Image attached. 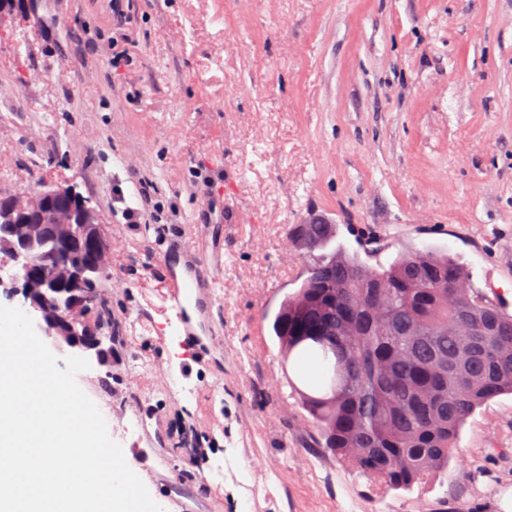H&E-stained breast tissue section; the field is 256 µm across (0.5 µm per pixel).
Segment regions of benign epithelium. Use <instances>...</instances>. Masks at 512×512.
<instances>
[{
  "mask_svg": "<svg viewBox=\"0 0 512 512\" xmlns=\"http://www.w3.org/2000/svg\"><path fill=\"white\" fill-rule=\"evenodd\" d=\"M75 196L73 187L60 186L37 197H11L24 221L0 223V254L13 260L44 256L43 263L25 265L23 285L9 290V295H22L35 330L53 348L104 365L112 362V352L103 347L98 324L90 322L81 290L83 267L103 265L109 243L100 215L89 207L78 224L60 221L71 210Z\"/></svg>",
  "mask_w": 512,
  "mask_h": 512,
  "instance_id": "benign-epithelium-1",
  "label": "benign epithelium"
}]
</instances>
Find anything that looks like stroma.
Masks as SVG:
<instances>
[{"label":"stroma","instance_id":"35a3bbf8","mask_svg":"<svg viewBox=\"0 0 512 512\" xmlns=\"http://www.w3.org/2000/svg\"><path fill=\"white\" fill-rule=\"evenodd\" d=\"M34 2L0 26V191L61 182L99 210L121 342L77 382L163 512H499L511 394L463 426L465 468L382 493L314 447L272 323L304 278L288 228L312 212L336 249L371 229L384 262L459 257L512 314V0H135L124 70L98 50L112 0ZM144 174L160 221L123 223ZM188 232L223 252L205 349L167 298Z\"/></svg>","mask_w":512,"mask_h":512}]
</instances>
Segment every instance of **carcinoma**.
Masks as SVG:
<instances>
[{
  "mask_svg": "<svg viewBox=\"0 0 512 512\" xmlns=\"http://www.w3.org/2000/svg\"><path fill=\"white\" fill-rule=\"evenodd\" d=\"M307 256L300 288L273 321L284 361L310 359L318 379L288 385L313 418L315 445L378 489L411 491L464 466L457 440L476 409L512 394V316L470 284L454 257L432 250L370 266L327 251L334 224H294ZM106 270L85 293L105 310Z\"/></svg>",
  "mask_w": 512,
  "mask_h": 512,
  "instance_id": "cac0c4a2",
  "label": "carcinoma"
}]
</instances>
